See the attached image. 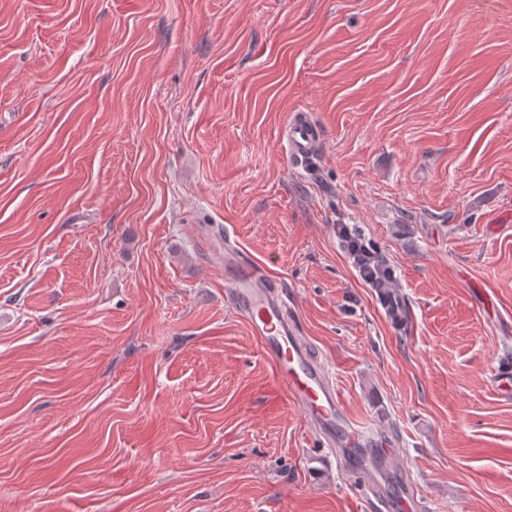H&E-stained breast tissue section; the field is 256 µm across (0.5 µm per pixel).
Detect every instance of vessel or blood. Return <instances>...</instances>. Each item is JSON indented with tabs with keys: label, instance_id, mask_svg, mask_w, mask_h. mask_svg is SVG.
<instances>
[{
	"label": "vessel or blood",
	"instance_id": "1",
	"mask_svg": "<svg viewBox=\"0 0 512 512\" xmlns=\"http://www.w3.org/2000/svg\"><path fill=\"white\" fill-rule=\"evenodd\" d=\"M317 137L314 122L305 111L292 112L284 126L283 148L288 162L298 166L313 154ZM224 298L243 317L290 402L299 406L310 428L325 448L381 444L384 455L368 485L380 512H413L412 493L392 498L385 477L396 454L393 440L380 437L369 425L351 418L336 381L325 361L299 335L283 296L270 288L261 268L241 260L232 246L224 248Z\"/></svg>",
	"mask_w": 512,
	"mask_h": 512
}]
</instances>
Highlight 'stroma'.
<instances>
[{"label": "stroma", "instance_id": "35a3bbf8", "mask_svg": "<svg viewBox=\"0 0 512 512\" xmlns=\"http://www.w3.org/2000/svg\"><path fill=\"white\" fill-rule=\"evenodd\" d=\"M228 235L392 492L512 512V0H0V512H377L225 302ZM317 137L314 122L305 111L292 112L284 126L283 148L288 162L297 167L313 155ZM339 236L342 238L344 242L346 251L349 256L352 258L355 267L358 269V272L361 278L368 283L366 276L363 271V265L366 262L367 258L370 254H373L371 247L366 244L364 238L358 235L356 232H352L349 229L348 225L343 224L337 227ZM347 246V247H346ZM376 266V276L373 279L372 286L380 288L381 298L384 304H386L391 318L394 319L396 323L403 324L407 321V310L403 300L399 296H396L392 290H385L386 285L391 278V273L390 271L379 267L378 263Z\"/></svg>", "mask_w": 512, "mask_h": 512}]
</instances>
